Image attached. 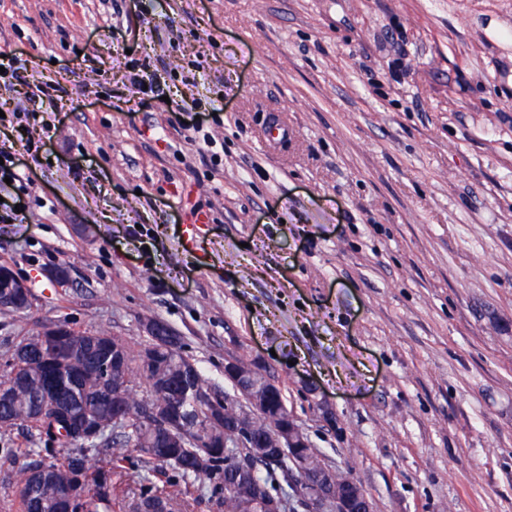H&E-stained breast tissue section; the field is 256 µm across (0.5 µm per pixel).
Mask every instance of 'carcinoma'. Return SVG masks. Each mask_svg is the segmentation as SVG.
I'll return each mask as SVG.
<instances>
[{
  "label": "carcinoma",
  "instance_id": "carcinoma-1",
  "mask_svg": "<svg viewBox=\"0 0 512 512\" xmlns=\"http://www.w3.org/2000/svg\"><path fill=\"white\" fill-rule=\"evenodd\" d=\"M108 337L71 328L69 340L74 360L70 376L75 384H67L62 395L74 400L106 422L102 436L85 441L54 414L46 402L51 369L45 362L43 344L36 334L17 336L12 346L23 354L5 362L0 387L11 393L9 402H0V431L12 427H26L29 447L23 454L24 466L16 469L17 449L3 444L0 447V471L5 482L14 488L21 512H55L53 499L47 485L71 482L75 474L86 477L87 489L77 493L79 512H107L112 507L114 486L112 470L127 457L131 448L138 449L148 463H166L175 470L183 484L204 478L224 490V497L215 501L217 512H241L248 504L252 512H286V505L276 492L269 475L261 469L272 466L289 474L283 461L275 456L261 457L257 448H266L273 440V427L280 423L275 413L255 414L244 423L250 434V447L240 449L241 464L227 471L224 464V441L237 436V417L241 401L226 400V394L214 387L208 379L183 355L184 342L180 336H160L152 340L156 354L157 371L165 377L176 379L180 396L162 387H145L142 394L132 385V380L143 377L140 354L133 353L118 336L111 337L112 344L122 353L120 363L112 365V377L125 378L122 389L129 406L137 413L152 414L171 405L188 437L178 447L167 442L162 428L146 426L131 432L112 431L111 394L105 389L106 378L102 362L88 356V345L94 337ZM219 410L227 421L226 430L210 428V413ZM72 447L75 453L64 460L56 459L53 444ZM179 490L167 494L143 491L128 501L129 512H172Z\"/></svg>",
  "mask_w": 512,
  "mask_h": 512
}]
</instances>
